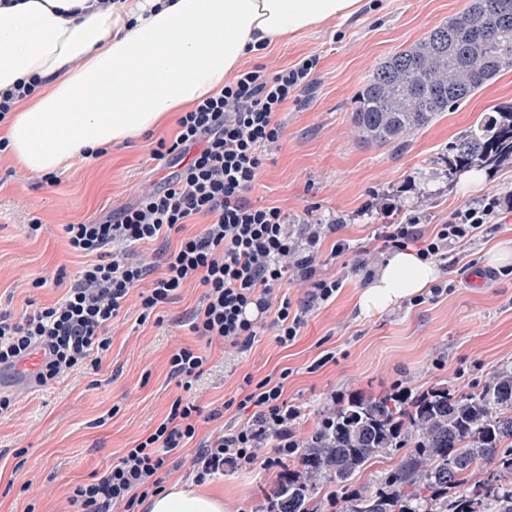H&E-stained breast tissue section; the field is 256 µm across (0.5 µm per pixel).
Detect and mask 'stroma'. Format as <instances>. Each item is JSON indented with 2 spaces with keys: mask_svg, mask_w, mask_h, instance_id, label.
<instances>
[{
  "mask_svg": "<svg viewBox=\"0 0 512 512\" xmlns=\"http://www.w3.org/2000/svg\"><path fill=\"white\" fill-rule=\"evenodd\" d=\"M468 0H365L352 19L311 29L267 46L243 64L276 71L298 58L319 63L310 85L289 100L279 118L283 132L265 153L247 194L256 206H277L302 224L340 216L338 236L354 250H377L378 225L417 214L439 224L464 204L489 193L506 207L496 232L477 234L459 248L458 261H441L439 278L452 292L437 300L362 315L356 308L363 275L345 273L325 239L317 272L344 275L335 301L313 311L296 341L281 345L271 318H264L251 349H229L197 338L186 324L201 298L182 289L162 310L164 322L141 321L131 298L111 328L112 346L97 372L50 381L15 397L0 415V512H68L67 498L81 483L100 477L134 442L154 432L182 390L169 374L177 345L206 351L208 370L192 395L202 414L221 411L219 422L200 423V435L216 424L234 428L250 412L239 409L246 380L278 378L288 371L283 396L299 405V435H307L332 405L336 393L378 397L397 386L419 393L439 384L471 389L512 362V262L488 263L498 244L512 242V167L482 176L473 186L448 182L443 155L449 141L494 104L512 100V72L499 76L464 106L412 134L406 146L360 141L352 112L358 91L374 66L410 46L462 11ZM176 124L149 132L130 146L75 161L54 180L22 175L0 152V310L15 316L61 298L57 275L77 277L83 257L64 234L69 223L96 222L133 202L141 191L160 187L171 167L152 155L159 139H173ZM40 219L38 235L27 226ZM488 277L493 287L480 286ZM45 287H35V280ZM277 480L276 470L225 467L210 488L231 499L237 512H261Z\"/></svg>",
  "mask_w": 512,
  "mask_h": 512,
  "instance_id": "stroma-1",
  "label": "stroma"
}]
</instances>
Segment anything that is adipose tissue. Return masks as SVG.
Instances as JSON below:
<instances>
[{"label":"adipose tissue","mask_w":512,"mask_h":512,"mask_svg":"<svg viewBox=\"0 0 512 512\" xmlns=\"http://www.w3.org/2000/svg\"><path fill=\"white\" fill-rule=\"evenodd\" d=\"M362 0H0V93L21 81L0 134L26 171L139 140L219 94L250 49L356 15ZM415 250L393 252L356 305L398 306L436 279ZM147 512H227L222 494L170 482Z\"/></svg>","instance_id":"obj_1"}]
</instances>
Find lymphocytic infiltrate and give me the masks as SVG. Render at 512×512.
I'll return each instance as SVG.
<instances>
[{"label":"lymphocytic infiltrate","instance_id":"lymphocytic-infiltrate-1","mask_svg":"<svg viewBox=\"0 0 512 512\" xmlns=\"http://www.w3.org/2000/svg\"><path fill=\"white\" fill-rule=\"evenodd\" d=\"M316 56L301 58L274 73L257 65L238 71L219 95L203 99L178 120L173 141L159 140L153 154L180 162L162 187L93 224L65 227L69 247L93 263L84 267L61 301L15 317L0 312V367L11 368L46 350L37 364L39 382L98 369L112 345L108 330L131 295H138L142 318L157 314L181 289L198 286L203 294L188 318L195 336L234 347H252L257 324L273 314L277 338L295 341L308 312L335 300L342 278L318 275L316 260L328 234L343 222L289 224L280 207H257L246 194L264 152L282 133L278 114L308 85ZM498 195L478 205H463L431 232L420 228V216L402 224H385L376 232L383 248L417 246L421 257L444 260L456 245L481 232L499 213ZM206 218L197 232H187L194 218ZM177 244H170V237ZM163 242V273L132 259L138 245ZM307 283L302 305L277 297L288 277ZM209 362L201 350L182 346L169 358L170 374L183 393L172 402L163 422L136 441L102 476L76 485L68 502L77 512H135L161 489L159 471L170 454L196 444L192 471L196 484L223 474L225 466L251 468L258 449H267L266 468L283 466L299 440V406L283 397V382L265 378L251 386L240 402L252 408L248 420L233 430L216 429L198 438L199 407L189 394Z\"/></svg>","mask_w":512,"mask_h":512}]
</instances>
